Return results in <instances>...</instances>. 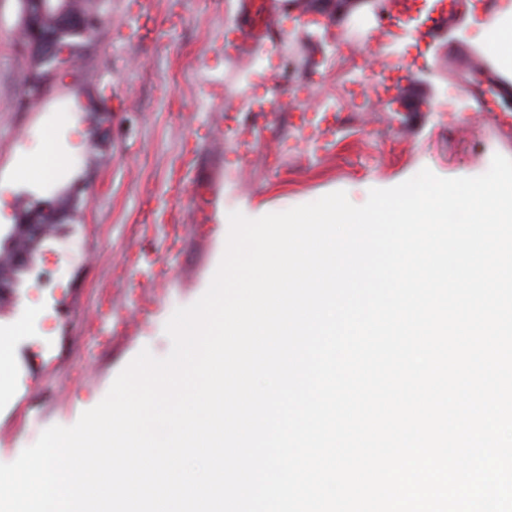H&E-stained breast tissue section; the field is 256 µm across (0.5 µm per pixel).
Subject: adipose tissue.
<instances>
[{
	"instance_id": "obj_1",
	"label": "adipose tissue",
	"mask_w": 512,
	"mask_h": 512,
	"mask_svg": "<svg viewBox=\"0 0 512 512\" xmlns=\"http://www.w3.org/2000/svg\"><path fill=\"white\" fill-rule=\"evenodd\" d=\"M475 49L506 77H512V0H501L495 16L479 25ZM88 139L83 130H71L67 119L42 128L38 141L18 154L12 164L15 179L54 193L60 178L68 177Z\"/></svg>"
}]
</instances>
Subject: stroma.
<instances>
[{
	"instance_id": "stroma-1",
	"label": "stroma",
	"mask_w": 512,
	"mask_h": 512,
	"mask_svg": "<svg viewBox=\"0 0 512 512\" xmlns=\"http://www.w3.org/2000/svg\"><path fill=\"white\" fill-rule=\"evenodd\" d=\"M319 0H280L271 38L240 53L235 30L249 27L230 0H102V21L76 63L54 72L35 103L24 97L33 61L20 38L18 0H0V181L15 155L53 123L49 105L74 95L83 109L70 118L90 134L73 170L77 191L58 234L38 262L59 266L62 287H36L23 275L0 329L11 339L15 384L0 399V463L17 459L53 425L71 426L97 405L115 377L149 349L165 357V326L177 308L206 290L224 253L221 215L249 218L282 212L337 190L363 203L430 169L443 178L488 171L494 155L512 158V99L486 92L479 71L448 67V49L473 52L468 18L486 19L481 0L460 12L427 49V64L395 107L373 93L376 65H405L406 39L390 33L380 0H345L335 13ZM289 94L279 112L260 115L254 99L270 79ZM332 111V132L299 131L296 102ZM473 114L471 123L459 113ZM206 142L196 164L218 192L209 230L190 229L191 204L169 196L187 170L182 143L192 129ZM141 268L166 266L164 291L130 338L102 342L93 319L104 299L126 325L143 302L130 258ZM53 329L40 337L39 322Z\"/></svg>"
}]
</instances>
